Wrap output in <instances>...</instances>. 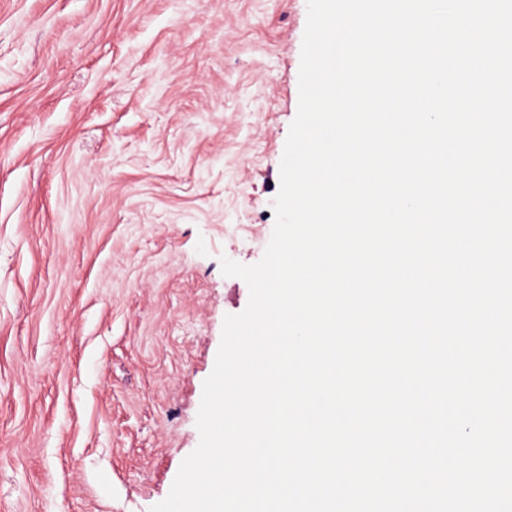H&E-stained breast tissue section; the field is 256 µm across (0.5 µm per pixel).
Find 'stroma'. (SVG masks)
Here are the masks:
<instances>
[{"instance_id": "stroma-1", "label": "stroma", "mask_w": 512, "mask_h": 512, "mask_svg": "<svg viewBox=\"0 0 512 512\" xmlns=\"http://www.w3.org/2000/svg\"><path fill=\"white\" fill-rule=\"evenodd\" d=\"M307 0H0V512H151L259 262Z\"/></svg>"}]
</instances>
